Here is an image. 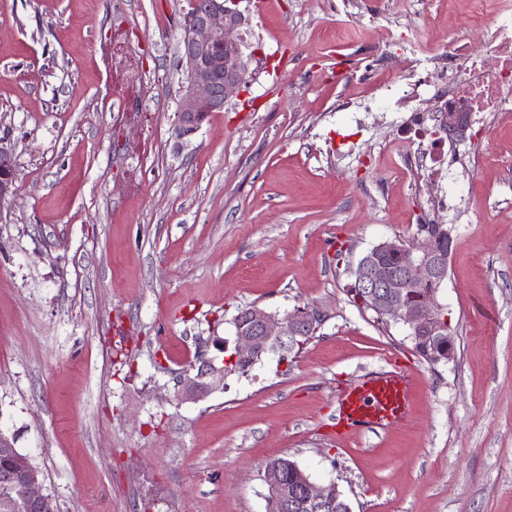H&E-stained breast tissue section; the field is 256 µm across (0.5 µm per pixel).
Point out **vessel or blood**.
<instances>
[{"label":"vessel or blood","mask_w":512,"mask_h":512,"mask_svg":"<svg viewBox=\"0 0 512 512\" xmlns=\"http://www.w3.org/2000/svg\"><path fill=\"white\" fill-rule=\"evenodd\" d=\"M412 376L400 367L344 390L338 400L342 432L385 428L403 422L409 411Z\"/></svg>","instance_id":"obj_1"}]
</instances>
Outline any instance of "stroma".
<instances>
[{"label": "stroma", "instance_id": "1", "mask_svg": "<svg viewBox=\"0 0 512 512\" xmlns=\"http://www.w3.org/2000/svg\"><path fill=\"white\" fill-rule=\"evenodd\" d=\"M474 0H416L436 37L484 50ZM238 97L176 133L186 0H0V429L59 512H265L276 458L351 512H512V117L449 142L448 180L403 178L408 115L344 104L392 0H242ZM447 195L438 214L436 196ZM444 224L453 360L347 295L359 257ZM317 306L298 354L268 355L196 403L239 308ZM407 422L337 432V397L393 367ZM15 191V158L11 145L0 138V201ZM224 387V361L221 366L203 361L193 377L184 378L178 398L184 402H198Z\"/></svg>", "mask_w": 512, "mask_h": 512}]
</instances>
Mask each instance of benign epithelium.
<instances>
[{
  "mask_svg": "<svg viewBox=\"0 0 512 512\" xmlns=\"http://www.w3.org/2000/svg\"><path fill=\"white\" fill-rule=\"evenodd\" d=\"M241 0H188L184 13V37L180 46V67L185 85L177 106V133L181 138L196 133L214 112L224 109L230 98L239 95L245 84L248 64L240 40L234 33L247 22L240 10ZM470 128L462 112L448 113L445 131L451 140L463 139ZM15 191L13 149L0 138V200ZM397 252V265L389 264L383 254ZM447 257L434 236L426 234L412 243L386 240L368 250L352 270L350 287L361 291L368 307L385 321L401 324L408 335H431L446 331L447 317L438 297L419 298L409 289L426 283L442 284ZM327 314L318 307H296L282 314L258 306L247 310V323L235 326L236 342L230 359L259 361L267 353L284 354L300 340L312 336L326 322ZM224 389V366L203 361L196 375L183 379L178 398L198 402L214 391ZM0 459L6 467L0 483L16 492L18 500L0 502V512H57L56 500L41 490V473L28 455L15 447V438L0 429ZM260 479L267 489L266 512H285L288 488L274 470L265 468ZM343 499L336 484L319 486L303 477L298 492L299 508L317 512L335 507Z\"/></svg>",
  "mask_w": 512,
  "mask_h": 512,
  "instance_id": "obj_1",
  "label": "benign epithelium"
}]
</instances>
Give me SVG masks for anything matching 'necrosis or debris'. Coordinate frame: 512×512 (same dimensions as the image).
<instances>
[{
	"instance_id": "4bbe7bcc",
	"label": "necrosis or debris",
	"mask_w": 512,
	"mask_h": 512,
	"mask_svg": "<svg viewBox=\"0 0 512 512\" xmlns=\"http://www.w3.org/2000/svg\"><path fill=\"white\" fill-rule=\"evenodd\" d=\"M493 14L476 13L490 37L485 54L469 52L460 40H440L430 31L413 34L421 58H410L397 88L402 97L424 91L430 107L412 108L403 142L411 174L440 179L448 176V136L443 129L448 111L489 114L512 112V0H496ZM427 61L424 78H417L419 61Z\"/></svg>"
}]
</instances>
